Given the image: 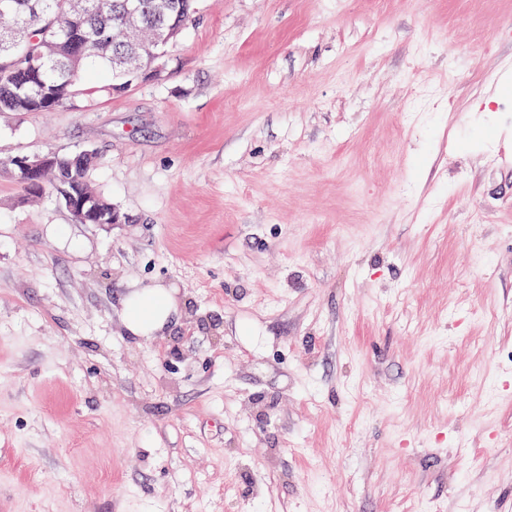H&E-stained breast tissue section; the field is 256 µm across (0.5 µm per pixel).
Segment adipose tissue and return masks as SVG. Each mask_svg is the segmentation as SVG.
I'll use <instances>...</instances> for the list:
<instances>
[{
  "instance_id": "obj_1",
  "label": "adipose tissue",
  "mask_w": 512,
  "mask_h": 512,
  "mask_svg": "<svg viewBox=\"0 0 512 512\" xmlns=\"http://www.w3.org/2000/svg\"><path fill=\"white\" fill-rule=\"evenodd\" d=\"M179 314L172 291L157 283L128 294L123 304L121 322L128 335L160 336L177 321Z\"/></svg>"
}]
</instances>
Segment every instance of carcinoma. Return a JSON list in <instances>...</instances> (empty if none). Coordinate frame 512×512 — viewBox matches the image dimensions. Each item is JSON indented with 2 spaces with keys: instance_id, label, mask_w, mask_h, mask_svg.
I'll return each instance as SVG.
<instances>
[{
  "instance_id": "carcinoma-1",
  "label": "carcinoma",
  "mask_w": 512,
  "mask_h": 512,
  "mask_svg": "<svg viewBox=\"0 0 512 512\" xmlns=\"http://www.w3.org/2000/svg\"><path fill=\"white\" fill-rule=\"evenodd\" d=\"M69 0H0V30L14 25L25 27L23 42L14 47L17 54L32 53L34 63L15 68L0 51V112H23L33 103L37 111L55 112L58 103L69 98H92L100 92H120L129 80L122 70L112 67L120 57L147 60L158 51L154 46L129 35L124 22L125 0H81V6L67 9ZM160 0H138L141 29L147 33L173 27L181 32L191 21L195 0H171L168 11L160 13ZM96 67L107 76L100 86L85 81L88 69ZM98 154L60 156L46 175V185L56 188L64 177L80 191L101 204L111 202L100 196L89 181Z\"/></svg>"
}]
</instances>
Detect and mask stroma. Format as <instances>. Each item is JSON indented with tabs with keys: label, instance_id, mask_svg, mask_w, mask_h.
<instances>
[{
	"label": "stroma",
	"instance_id": "obj_1",
	"mask_svg": "<svg viewBox=\"0 0 512 512\" xmlns=\"http://www.w3.org/2000/svg\"><path fill=\"white\" fill-rule=\"evenodd\" d=\"M506 73L512 0H197L161 79L0 113L126 218L0 170V512H512ZM131 291L122 308L121 322L129 336H162L180 314L173 293L161 283Z\"/></svg>",
	"mask_w": 512,
	"mask_h": 512
}]
</instances>
